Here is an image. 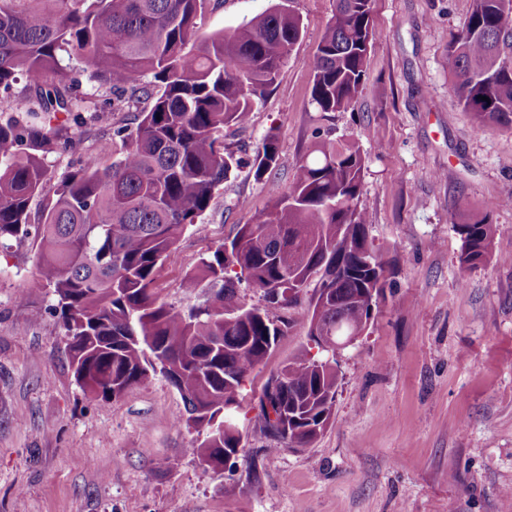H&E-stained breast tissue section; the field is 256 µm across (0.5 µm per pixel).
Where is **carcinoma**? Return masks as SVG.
I'll return each mask as SVG.
<instances>
[{"mask_svg": "<svg viewBox=\"0 0 512 512\" xmlns=\"http://www.w3.org/2000/svg\"><path fill=\"white\" fill-rule=\"evenodd\" d=\"M206 2L0 0V93L24 112L0 122V247L37 242L38 279L52 289L82 390L107 401L160 372L184 400L177 426L205 435L200 455L217 473L240 445V433L223 428L224 411L239 407L247 378L287 335L280 312L307 305L308 321L320 317V335L333 341L338 329L365 331L384 297L386 267L358 206L364 157L314 134L289 191L200 257L185 285L206 282L204 302L182 310L161 300L164 259L241 163L224 146V129L248 125L303 31L298 15L273 8L195 47ZM374 40L372 0H334L310 62L319 111H344L362 96ZM66 58L112 89L104 106L74 93ZM448 68L477 129L512 128V0H474L449 34ZM140 103L134 126L117 125L47 189L39 152L67 145L70 122ZM277 159L268 135L254 154L256 179ZM47 194L39 222L29 223L32 200ZM453 229L462 268L493 259L487 217ZM243 283L263 292L265 306L242 303ZM337 387L332 351L282 366L264 385L263 430L290 448L312 447L332 422Z\"/></svg>", "mask_w": 512, "mask_h": 512, "instance_id": "cac0c4a2", "label": "carcinoma"}]
</instances>
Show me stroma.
Masks as SVG:
<instances>
[{
  "label": "stroma",
  "instance_id": "stroma-1",
  "mask_svg": "<svg viewBox=\"0 0 512 512\" xmlns=\"http://www.w3.org/2000/svg\"><path fill=\"white\" fill-rule=\"evenodd\" d=\"M472 0H373L367 91L342 112L311 101L309 63L333 0H208L200 33L271 7L303 36L248 126L225 131L242 163L169 252L161 298L202 303L200 256L288 189L313 133L365 157L359 207L386 261L370 328L338 359L331 425L313 447L276 445L259 402L272 371L313 352L304 311L239 396L234 471L207 469L195 431L173 426L180 393L161 375L102 401L76 384L30 239L0 250V512H512V130H478L452 87L448 33ZM109 112L71 125L51 181L112 135ZM275 134L278 162L250 161ZM488 214L498 257L465 272L454 223Z\"/></svg>",
  "mask_w": 512,
  "mask_h": 512
}]
</instances>
